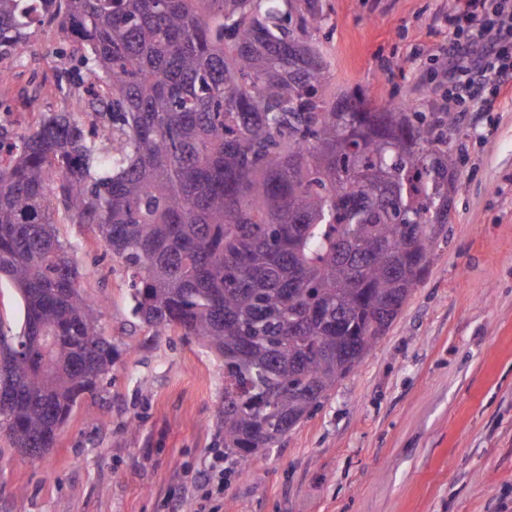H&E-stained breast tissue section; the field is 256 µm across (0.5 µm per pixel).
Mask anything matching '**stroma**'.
I'll list each match as a JSON object with an SVG mask.
<instances>
[{
    "label": "stroma",
    "mask_w": 512,
    "mask_h": 512,
    "mask_svg": "<svg viewBox=\"0 0 512 512\" xmlns=\"http://www.w3.org/2000/svg\"><path fill=\"white\" fill-rule=\"evenodd\" d=\"M317 43L337 88L437 110L441 50L458 0H319ZM59 22L0 66V123L85 112V82ZM462 188L436 226L428 273L362 362L273 448L202 497L197 471L222 442L223 361L198 339L155 335L130 310L124 265L57 215L81 286L103 300L117 349L101 396L84 399L36 459L0 436V512H512V85L493 111L461 112L451 138Z\"/></svg>",
    "instance_id": "obj_1"
}]
</instances>
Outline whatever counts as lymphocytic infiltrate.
<instances>
[{
	"mask_svg": "<svg viewBox=\"0 0 512 512\" xmlns=\"http://www.w3.org/2000/svg\"><path fill=\"white\" fill-rule=\"evenodd\" d=\"M464 35L448 39L447 107L488 112L512 82V0H459Z\"/></svg>",
	"mask_w": 512,
	"mask_h": 512,
	"instance_id": "f902f5d3",
	"label": "lymphocytic infiltrate"
}]
</instances>
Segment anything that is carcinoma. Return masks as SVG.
I'll return each instance as SVG.
<instances>
[{"mask_svg": "<svg viewBox=\"0 0 512 512\" xmlns=\"http://www.w3.org/2000/svg\"><path fill=\"white\" fill-rule=\"evenodd\" d=\"M103 109L0 124V429L36 457L112 372L62 209L130 277L132 314L224 360V472L274 447L358 365L422 280L458 188L452 112L332 91L317 0H36ZM31 0H0L20 55ZM0 315L7 328L19 331L23 321V308L20 297L6 280L0 282Z\"/></svg>", "mask_w": 512, "mask_h": 512, "instance_id": "obj_1", "label": "carcinoma"}]
</instances>
